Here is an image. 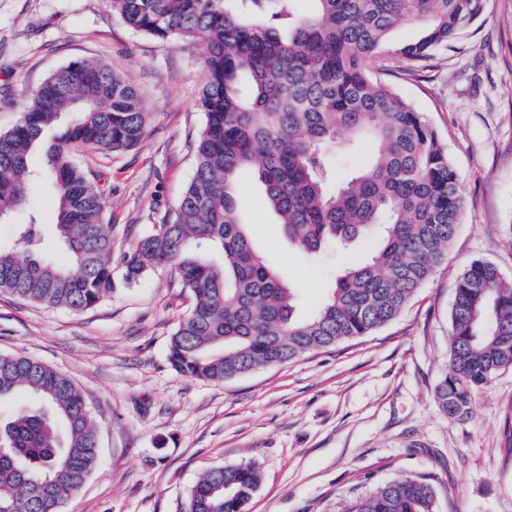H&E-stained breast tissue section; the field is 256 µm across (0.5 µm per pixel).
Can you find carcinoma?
<instances>
[{"label": "carcinoma", "mask_w": 512, "mask_h": 512, "mask_svg": "<svg viewBox=\"0 0 512 512\" xmlns=\"http://www.w3.org/2000/svg\"><path fill=\"white\" fill-rule=\"evenodd\" d=\"M112 0L132 29L169 45L201 47L197 104L203 128L194 172L168 220L123 258V281L167 267L192 297L169 340L180 375L223 381L352 341L394 320L447 259L462 222L458 174L424 114L366 64L388 56L414 70L469 29L483 0ZM421 26L398 46L391 31ZM150 113L111 64L72 62L27 95L19 121L0 132V212L48 181L53 235L34 214L0 246V292L45 307L87 310L108 295L112 235L96 176L73 153L134 149ZM371 145L346 175L330 150ZM44 154L35 173L31 154ZM250 170L289 242L307 258L376 242L335 279L318 311L297 313L301 291L257 250L236 204ZM218 250L217 264L198 251ZM54 247L64 261L45 257ZM448 369L436 388L442 412L463 419L475 394L512 370V282L473 262L458 278L450 312ZM31 399L0 419V512H62L97 464L98 422L77 384L21 354H0V403ZM251 464L217 467L193 486L184 512H239L257 491ZM434 487L403 476L351 501L345 512H435Z\"/></svg>", "instance_id": "carcinoma-1"}]
</instances>
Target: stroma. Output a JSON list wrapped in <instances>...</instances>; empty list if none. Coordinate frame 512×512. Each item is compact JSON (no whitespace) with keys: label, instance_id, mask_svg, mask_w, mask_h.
Segmentation results:
<instances>
[{"label":"stroma","instance_id":"35a3bbf8","mask_svg":"<svg viewBox=\"0 0 512 512\" xmlns=\"http://www.w3.org/2000/svg\"><path fill=\"white\" fill-rule=\"evenodd\" d=\"M112 64L150 114L132 150L91 151L112 226L113 267L164 223L193 171L204 116L196 105L201 52L129 28L112 0H0V131L19 119L26 92L58 67ZM369 70L424 113L458 173L463 222L448 259L391 323L288 363L222 382L177 374L170 336L192 306L164 268L74 312L0 293V353H20L69 376L99 423L98 466L62 512H183L206 471L256 464L248 512H343L401 476L436 491V512H512V371L476 395L470 418L439 410L435 389L450 353V311L475 261L512 279V0H485L462 36L427 67L391 60ZM239 211L257 248L302 290L312 314L335 277L361 261L308 260L284 237L251 173Z\"/></svg>","mask_w":512,"mask_h":512}]
</instances>
